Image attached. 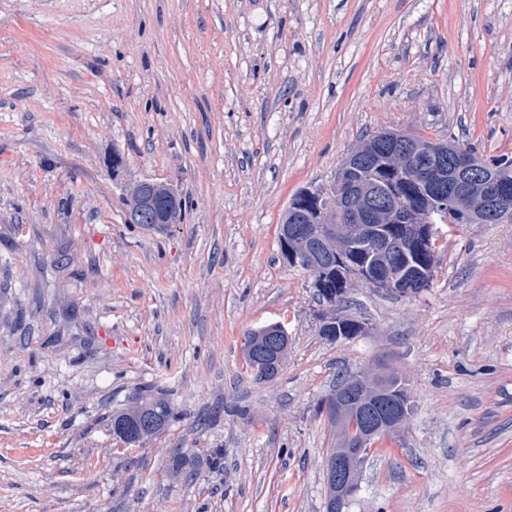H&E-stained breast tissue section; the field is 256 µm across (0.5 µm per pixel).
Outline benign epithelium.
Returning a JSON list of instances; mask_svg holds the SVG:
<instances>
[{"label":"benign epithelium","mask_w":512,"mask_h":512,"mask_svg":"<svg viewBox=\"0 0 512 512\" xmlns=\"http://www.w3.org/2000/svg\"><path fill=\"white\" fill-rule=\"evenodd\" d=\"M385 154L389 170L402 181L420 186L425 205L419 207L402 196H392L379 183L357 177L379 154ZM334 197L320 210L321 224L312 235L296 227L283 226V242L295 266H309L312 252L324 253L330 262L342 261L346 250H362L379 258L383 267L368 264L346 267L343 284L361 283L389 294L410 297L432 278L430 267L396 268L393 261L421 243H429L438 233L436 216L452 224L461 213L474 224H496L512 214V166L485 162L474 152L455 147L449 141H419L408 132L380 130L349 152L336 175ZM131 196L136 207L127 214V223L138 224L143 215L155 226L176 224L180 201L167 183L143 181ZM400 224L402 238L393 240L387 225ZM344 317L332 314L321 326V334L340 340ZM259 337L260 349L252 362L266 380L281 372L288 351L289 336L280 323L265 326ZM387 372L363 370L337 382L324 400L323 412L336 434V448L325 464V512H347L361 489L364 465L376 445L397 442L415 411L409 393L395 400L387 388Z\"/></svg>","instance_id":"benign-epithelium-1"}]
</instances>
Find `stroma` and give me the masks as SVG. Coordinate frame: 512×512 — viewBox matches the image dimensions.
I'll use <instances>...</instances> for the list:
<instances>
[{"instance_id": "stroma-1", "label": "stroma", "mask_w": 512, "mask_h": 512, "mask_svg": "<svg viewBox=\"0 0 512 512\" xmlns=\"http://www.w3.org/2000/svg\"><path fill=\"white\" fill-rule=\"evenodd\" d=\"M381 129L512 159V0H0V512H323L319 406L379 362L415 412L349 512H512V222L441 233L415 297L350 288L347 340L282 260L290 200ZM143 180L182 223H125ZM143 389L179 418L119 447ZM175 448L224 465L171 478ZM266 335L259 337L260 348L253 353L252 362L265 380L276 378L281 372L288 351L289 336L280 323L267 324Z\"/></svg>"}]
</instances>
